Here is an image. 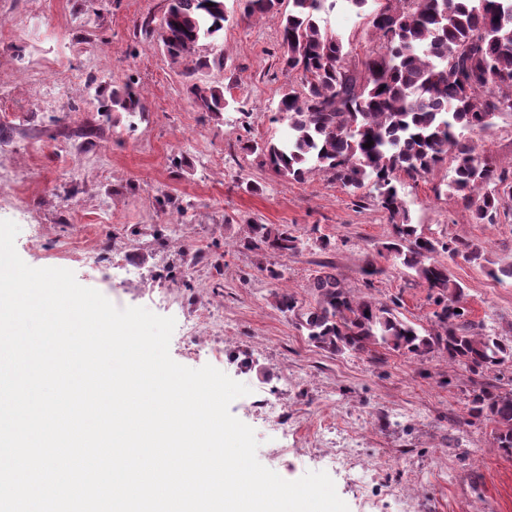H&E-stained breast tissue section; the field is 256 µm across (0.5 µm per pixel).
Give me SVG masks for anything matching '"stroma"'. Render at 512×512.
Returning <instances> with one entry per match:
<instances>
[{
    "label": "stroma",
    "instance_id": "stroma-1",
    "mask_svg": "<svg viewBox=\"0 0 512 512\" xmlns=\"http://www.w3.org/2000/svg\"><path fill=\"white\" fill-rule=\"evenodd\" d=\"M167 4L0 0V220L19 225V256L73 271L119 308L178 321L218 310L222 326L173 332L170 355L249 387L230 411L254 429L258 460L282 478L327 472L349 512H362L366 495L377 512H512V454L494 447L493 423L470 415V372L440 350L417 359L320 349L275 303L282 287L312 304L309 284L328 264L353 294L398 300L417 328L431 329L435 309L427 286L386 251L393 229L370 188L353 196L322 172L294 181L248 152L275 134L280 94L300 83L281 61L278 16L248 18L238 0H224L223 34L201 49L224 64L189 79L159 38ZM320 23L348 39L349 63L379 46L365 15L328 8ZM89 49L102 60L92 70ZM56 69L84 74L59 86L60 111L33 78ZM195 81L223 91L224 112L196 105ZM127 86L143 113L112 110L113 91ZM472 140L512 159V115ZM451 175L446 161L423 177L399 176L410 221L425 235L482 247L478 264L437 259L463 287L468 319L512 340V279L488 274L512 264V200L495 223H476L447 194ZM30 224L42 225L40 241H30ZM252 224L289 225L302 246L285 257L246 250ZM369 265L377 275H364ZM269 267L280 280L267 277ZM273 407L289 434L269 422ZM350 424L358 433L345 469L328 455Z\"/></svg>",
    "mask_w": 512,
    "mask_h": 512
}]
</instances>
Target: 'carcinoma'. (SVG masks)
<instances>
[{"label":"carcinoma","mask_w":512,"mask_h":512,"mask_svg":"<svg viewBox=\"0 0 512 512\" xmlns=\"http://www.w3.org/2000/svg\"><path fill=\"white\" fill-rule=\"evenodd\" d=\"M241 2L247 14L280 15L282 63L300 73L304 87L284 91L278 101L288 133L247 149L283 177L324 172L352 193L372 185L393 228L387 251L435 294L434 328L423 333L396 308L356 298L334 271H321L309 284L314 304L299 316L308 340L336 353L381 348L422 358L443 350L478 376L511 364L512 343L467 319L462 286L434 260L443 251L475 262L481 248L466 238L443 242L419 232L409 223L397 175L414 179L451 158L448 195L460 198L480 224L495 223L505 199H512V162L504 167L477 153L471 139L496 115L512 114V0H342L367 11L382 40L360 69L347 61L344 38L319 23L336 0H290L285 12L281 0ZM224 21V0H170L168 53L193 61L185 75L209 66L193 55L201 41L219 38ZM190 92L204 110H224L218 88L194 83ZM112 106L143 111L130 87L114 94ZM245 245L286 256L299 251L301 240L286 224H250ZM470 412L494 423V446L511 454L512 391L494 395L477 383Z\"/></svg>","instance_id":"carcinoma-1"}]
</instances>
